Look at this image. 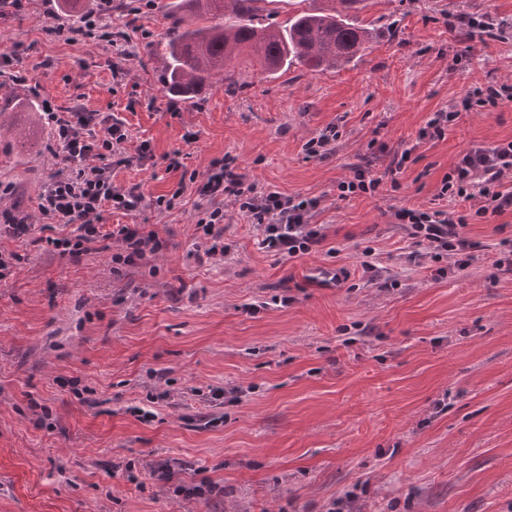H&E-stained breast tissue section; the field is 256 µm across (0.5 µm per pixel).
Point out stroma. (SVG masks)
<instances>
[{"mask_svg":"<svg viewBox=\"0 0 512 512\" xmlns=\"http://www.w3.org/2000/svg\"><path fill=\"white\" fill-rule=\"evenodd\" d=\"M166 0H112L115 43H67L98 0H30L0 15V213L37 203L59 162L41 101L122 120L150 141L155 166L118 168L141 185L132 213L163 243L146 264L113 272L110 254L72 263L0 231L20 254L0 282V512H512V268L491 266L512 240V214L472 224L477 260L451 269L396 223L428 210L443 176L472 143L512 138V108L462 113L440 141L417 135L432 113L476 82L512 83V39L466 43L464 14L512 21V0H366L373 32L359 59L272 78L236 62L235 89L214 76L197 99L162 89ZM128 49L118 59L116 47ZM461 68H453L454 56ZM339 128L333 155L305 143ZM415 147L397 191L336 197L371 140ZM179 153L183 170L166 167ZM231 155L248 182L317 197L321 247L293 258L260 245V230L225 204L222 262L190 256L208 201L186 190L158 211L183 173ZM347 280L321 285L325 270ZM294 301L282 306V295ZM220 386L234 400L211 401ZM171 461L168 485L151 476ZM209 479L217 501L177 486Z\"/></svg>","mask_w":512,"mask_h":512,"instance_id":"1","label":"stroma"}]
</instances>
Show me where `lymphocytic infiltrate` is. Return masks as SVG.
<instances>
[{
  "instance_id": "f902f5d3",
  "label": "lymphocytic infiltrate",
  "mask_w": 512,
  "mask_h": 512,
  "mask_svg": "<svg viewBox=\"0 0 512 512\" xmlns=\"http://www.w3.org/2000/svg\"><path fill=\"white\" fill-rule=\"evenodd\" d=\"M112 0H99L97 10L86 13L77 24L52 25L48 31L69 43L98 39L111 29ZM512 104V84L477 83L457 101L433 112L418 132L422 141L443 139L461 113L491 111ZM43 108L53 123L50 155H62L64 165L51 173L38 205L42 219L40 236L29 215L6 213L5 222L15 238L35 237L44 251L72 261L92 253L108 252L113 263L138 266L158 252L162 243L155 231L143 224H119L109 228L103 222L106 210L136 211L144 200L141 185L119 186L113 181L116 168L154 162L149 141H142L135 154H126V128L108 112L91 111L81 105L55 110L51 101ZM371 155L351 168L352 175L337 185L339 199L355 195H379L384 188L398 189V177L413 151L397 150L371 141ZM388 156L382 172L372 169V154ZM512 173V140L493 144L476 143L463 151L441 181L438 199L451 202V209L418 210L402 207L395 211L398 223L407 225L410 235L435 253H447L454 267L468 268L475 259L476 242L464 233L471 224H486L492 218L512 212V187L504 178ZM197 195L230 201L249 223L262 231V245L268 251L288 257L310 252L326 240L322 228L312 219L320 201L299 194L258 189L223 160L212 162L206 174H190Z\"/></svg>"
}]
</instances>
